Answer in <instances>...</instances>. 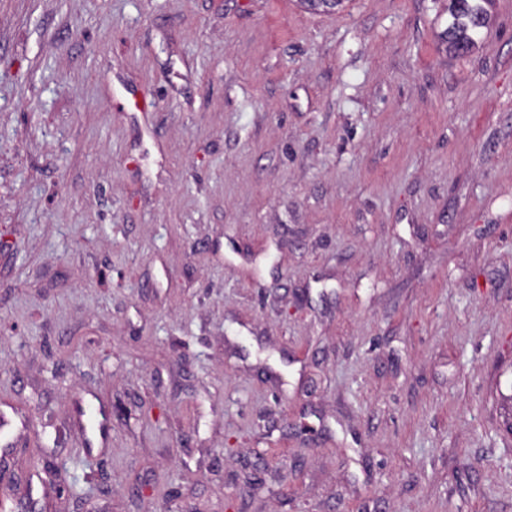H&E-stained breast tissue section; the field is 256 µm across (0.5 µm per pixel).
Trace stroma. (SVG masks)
<instances>
[{
  "label": "stroma",
  "instance_id": "1",
  "mask_svg": "<svg viewBox=\"0 0 512 512\" xmlns=\"http://www.w3.org/2000/svg\"><path fill=\"white\" fill-rule=\"evenodd\" d=\"M0 0V411L38 512H512V0ZM493 0H448V27L443 31L447 49L457 55L469 53L477 36L488 25Z\"/></svg>",
  "mask_w": 512,
  "mask_h": 512
}]
</instances>
